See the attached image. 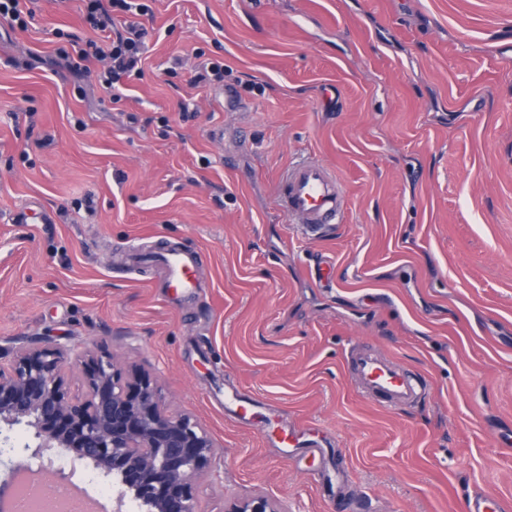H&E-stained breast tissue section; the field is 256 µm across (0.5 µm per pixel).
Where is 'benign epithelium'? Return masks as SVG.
<instances>
[{
    "label": "benign epithelium",
    "instance_id": "obj_1",
    "mask_svg": "<svg viewBox=\"0 0 512 512\" xmlns=\"http://www.w3.org/2000/svg\"><path fill=\"white\" fill-rule=\"evenodd\" d=\"M8 357V363L1 362ZM82 366L83 391L72 389V362ZM24 425L38 440L21 459L27 468L54 465L51 450L71 451L112 477V512L129 501L139 512H197L195 490L219 444L183 414L167 411L150 375L127 374L119 358L79 353L49 340L0 352V466L19 469L10 432ZM225 512H286L264 496L240 498Z\"/></svg>",
    "mask_w": 512,
    "mask_h": 512
}]
</instances>
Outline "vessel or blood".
Masks as SVG:
<instances>
[{
    "instance_id": "b4317fda",
    "label": "vessel or blood",
    "mask_w": 512,
    "mask_h": 512,
    "mask_svg": "<svg viewBox=\"0 0 512 512\" xmlns=\"http://www.w3.org/2000/svg\"><path fill=\"white\" fill-rule=\"evenodd\" d=\"M345 194L331 168L311 159H299L288 165L277 191V209L290 223L299 225L307 237H317L323 230L340 223ZM167 285L177 294H192L198 286L197 255L180 246H170L162 256ZM348 373L352 384L365 397L391 408L412 406L421 402L429 388L424 377L383 353L351 349ZM261 403L238 393L224 395V411L243 423L260 427L274 446L297 452L317 450L316 441L306 439L294 424L260 417ZM463 512H512V499L473 489L467 492Z\"/></svg>"
}]
</instances>
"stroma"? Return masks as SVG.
Segmentation results:
<instances>
[{
	"label": "stroma",
	"mask_w": 512,
	"mask_h": 512,
	"mask_svg": "<svg viewBox=\"0 0 512 512\" xmlns=\"http://www.w3.org/2000/svg\"><path fill=\"white\" fill-rule=\"evenodd\" d=\"M151 6L145 77L118 105L57 64L56 29L90 34L80 0H39L25 31L0 20V346L48 335L154 376L222 445L198 512L512 496V61L490 54L512 50V0ZM201 52L222 85L189 86ZM299 156L346 194L315 240L275 210ZM168 243L201 255L193 297L165 286ZM355 344L424 374L426 399L361 396ZM228 389L333 443L341 490L226 417ZM226 512H286V510L280 504L257 495L235 500Z\"/></svg>",
	"instance_id": "obj_1"
}]
</instances>
